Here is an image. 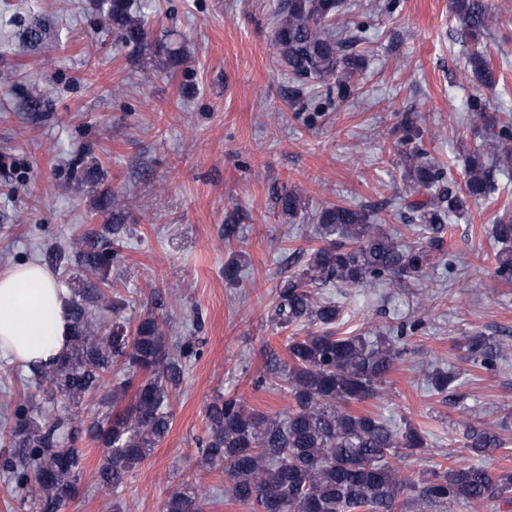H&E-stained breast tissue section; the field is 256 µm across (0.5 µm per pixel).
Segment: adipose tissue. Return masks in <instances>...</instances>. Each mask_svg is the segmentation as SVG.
Here are the masks:
<instances>
[{
  "mask_svg": "<svg viewBox=\"0 0 512 512\" xmlns=\"http://www.w3.org/2000/svg\"><path fill=\"white\" fill-rule=\"evenodd\" d=\"M70 337V293L45 266L0 268V358L29 372L56 363Z\"/></svg>",
  "mask_w": 512,
  "mask_h": 512,
  "instance_id": "obj_1",
  "label": "adipose tissue"
}]
</instances>
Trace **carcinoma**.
Listing matches in <instances>:
<instances>
[{
    "label": "carcinoma",
    "mask_w": 512,
    "mask_h": 512,
    "mask_svg": "<svg viewBox=\"0 0 512 512\" xmlns=\"http://www.w3.org/2000/svg\"><path fill=\"white\" fill-rule=\"evenodd\" d=\"M107 17L126 44L145 42V15L131 0H102ZM345 8L344 0H278L273 45L291 81H330L347 95L357 89L363 56L356 51L362 27L338 40L330 34ZM452 11L461 40L477 42L492 23L488 0H453ZM464 74L483 84L495 81L485 54L466 53ZM469 111L483 122L492 148L465 158L464 183L414 145L404 155L412 191L423 200L407 205L416 214L425 243L406 244L374 222L364 208L330 204L313 215L315 238L305 267L279 284L271 322L280 327H306L288 337V361L267 369L288 385L295 408L270 415L251 410L235 395L220 394L205 409L206 434L201 464L224 474L231 498L248 512H453L463 505L488 503L512 507V471L494 473L482 465L458 461L432 470L414 482L396 466L399 452L417 455L427 447L424 433L410 425L397 427L378 414L358 412L353 404L380 395L381 385L402 354L382 332L366 330L339 335L340 302L313 299L316 288H357L380 283L417 288L428 268L448 264L444 248L446 224L476 202H489L498 191L495 173L512 169V128L485 115L486 104L473 100ZM280 215L293 220L305 210L292 190H272ZM98 205L111 214L105 233L119 243L125 230L118 199L108 188ZM496 277L512 283V216L493 225ZM87 277L70 283V346L60 362L31 372V379L52 403L63 396L75 408L97 407L91 420L74 412L51 414L43 404L4 392L10 415L0 424V481L20 507L34 512H63L78 492L83 454L76 443L87 437L104 448L98 485L114 490L168 434L171 394L183 379L186 362L196 355L188 337L169 342L163 324L147 311L133 329L121 322L106 324V314H119L124 303L112 296L109 279L115 251L86 236L75 249ZM469 360L487 370L501 359L498 343L472 336ZM121 363L128 380L112 383V365ZM458 375L434 370L429 390L448 395ZM134 389L130 401L118 400ZM464 447L477 455L504 447L497 425L464 426ZM164 512H201L195 488L172 493Z\"/></svg>",
    "instance_id": "cac0c4a2"
}]
</instances>
